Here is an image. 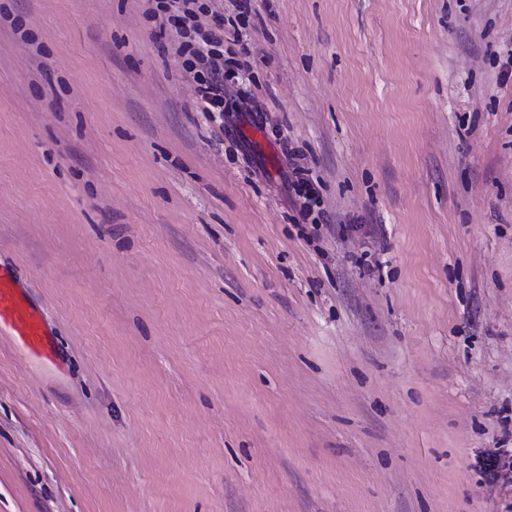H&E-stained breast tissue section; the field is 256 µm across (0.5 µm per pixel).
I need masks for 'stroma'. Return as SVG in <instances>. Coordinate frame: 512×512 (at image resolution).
<instances>
[{
  "label": "stroma",
  "instance_id": "stroma-1",
  "mask_svg": "<svg viewBox=\"0 0 512 512\" xmlns=\"http://www.w3.org/2000/svg\"><path fill=\"white\" fill-rule=\"evenodd\" d=\"M200 2L0 0V512H512V0ZM162 1V2H161ZM198 0H156V10L149 8L147 14L151 19H161L160 27L165 23L176 27L178 35L183 39L179 42L176 52L183 60L184 70L198 84V108L202 112L223 111L224 101V19L217 35L212 32L198 35L194 24L186 25L188 20L197 18V11L203 5ZM160 11L162 16L158 13ZM222 49H218L219 47ZM11 336L33 354H49L51 340L42 316L28 304L23 288L7 269L0 267V331ZM478 466L484 472L487 481L497 483L499 480L507 479L506 474H508L510 463L505 461L500 451H496L479 458Z\"/></svg>",
  "mask_w": 512,
  "mask_h": 512
}]
</instances>
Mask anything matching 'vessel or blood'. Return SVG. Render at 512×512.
<instances>
[{
    "label": "vessel or blood",
    "mask_w": 512,
    "mask_h": 512,
    "mask_svg": "<svg viewBox=\"0 0 512 512\" xmlns=\"http://www.w3.org/2000/svg\"><path fill=\"white\" fill-rule=\"evenodd\" d=\"M7 327L31 353L51 350L49 330L42 316L28 304L23 288L7 269L0 267V327Z\"/></svg>",
    "instance_id": "b4317fda"
}]
</instances>
